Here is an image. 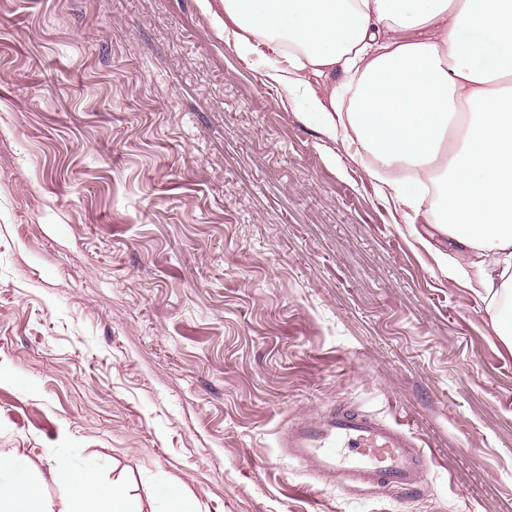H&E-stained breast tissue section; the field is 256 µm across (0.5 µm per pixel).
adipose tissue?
<instances>
[{
    "label": "adipose tissue",
    "instance_id": "adipose-tissue-1",
    "mask_svg": "<svg viewBox=\"0 0 512 512\" xmlns=\"http://www.w3.org/2000/svg\"><path fill=\"white\" fill-rule=\"evenodd\" d=\"M224 41L265 73L326 135L357 142L386 169L378 192L412 212L424 200L439 248L418 243L477 296L512 352V0H223ZM340 71L349 104L322 99L306 69ZM42 496L28 459L0 453V512H129L121 486L58 461Z\"/></svg>",
    "mask_w": 512,
    "mask_h": 512
}]
</instances>
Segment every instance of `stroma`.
Listing matches in <instances>:
<instances>
[{
    "label": "stroma",
    "mask_w": 512,
    "mask_h": 512,
    "mask_svg": "<svg viewBox=\"0 0 512 512\" xmlns=\"http://www.w3.org/2000/svg\"><path fill=\"white\" fill-rule=\"evenodd\" d=\"M220 0H0V452L133 512H512V353L378 194L224 42ZM345 405L424 487L282 456ZM159 493L170 505L168 512H195L192 508L193 497L190 490L177 477H169Z\"/></svg>",
    "instance_id": "35a3bbf8"
}]
</instances>
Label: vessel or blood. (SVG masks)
Here are the masks:
<instances>
[{"mask_svg": "<svg viewBox=\"0 0 512 512\" xmlns=\"http://www.w3.org/2000/svg\"><path fill=\"white\" fill-rule=\"evenodd\" d=\"M278 446L311 473L353 487L412 489L428 457L402 423L334 406L280 431Z\"/></svg>", "mask_w": 512, "mask_h": 512, "instance_id": "obj_1", "label": "vessel or blood"}]
</instances>
